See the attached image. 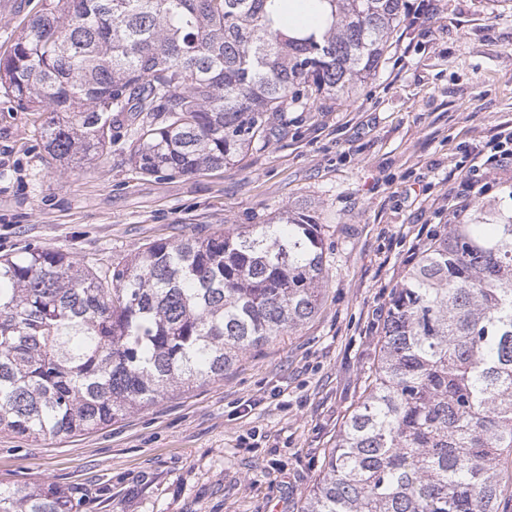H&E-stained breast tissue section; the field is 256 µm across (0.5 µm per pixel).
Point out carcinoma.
Segmentation results:
<instances>
[{
	"instance_id": "carcinoma-1",
	"label": "carcinoma",
	"mask_w": 512,
	"mask_h": 512,
	"mask_svg": "<svg viewBox=\"0 0 512 512\" xmlns=\"http://www.w3.org/2000/svg\"><path fill=\"white\" fill-rule=\"evenodd\" d=\"M275 0H45L0 89L48 112L57 162L92 160L126 115L142 174L234 164L270 116L347 101L384 60L404 0H327L291 37ZM326 277L306 205L276 224L154 242L98 276L69 255L0 256V431L58 438L224 378L311 319ZM376 366L301 512H498L512 455V211L436 233L394 288ZM56 486L0 490V512H73Z\"/></svg>"
}]
</instances>
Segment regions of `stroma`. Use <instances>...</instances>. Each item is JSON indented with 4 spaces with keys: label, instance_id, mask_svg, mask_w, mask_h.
Here are the masks:
<instances>
[{
    "label": "stroma",
    "instance_id": "35a3bbf8",
    "mask_svg": "<svg viewBox=\"0 0 512 512\" xmlns=\"http://www.w3.org/2000/svg\"><path fill=\"white\" fill-rule=\"evenodd\" d=\"M349 101L281 114L264 145L189 176L134 169L114 123L92 161H50L0 91V255L51 248L97 271L158 240L267 224L311 204L326 279L306 324L211 381L89 433L0 431V488L53 483L78 512H300L379 354L390 293L446 230L440 199L512 127V0H432ZM44 0H0V57Z\"/></svg>",
    "mask_w": 512,
    "mask_h": 512
}]
</instances>
